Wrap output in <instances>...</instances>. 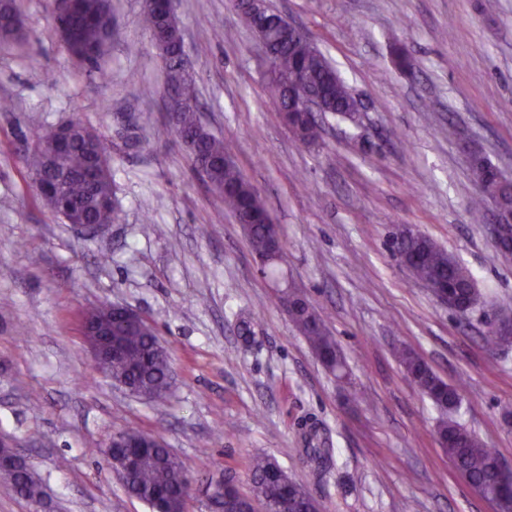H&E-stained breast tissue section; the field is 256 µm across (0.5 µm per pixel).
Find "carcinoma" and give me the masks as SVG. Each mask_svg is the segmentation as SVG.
Wrapping results in <instances>:
<instances>
[{"label": "carcinoma", "mask_w": 512, "mask_h": 512, "mask_svg": "<svg viewBox=\"0 0 512 512\" xmlns=\"http://www.w3.org/2000/svg\"><path fill=\"white\" fill-rule=\"evenodd\" d=\"M105 0H78L68 23L76 33L80 53L75 58L82 63L92 64L102 55L108 34L98 22ZM142 23L151 33H161L163 23L155 7L143 6ZM268 40L277 49V68L302 83L323 92V111L346 119V109L352 94L349 86L339 76L328 58L311 42L295 41L287 34L272 29ZM166 86L177 89L184 81L183 68L173 57L163 58ZM198 104L187 103L178 112V125L191 136L189 150L195 166L207 164V176L215 188L228 187L223 193L224 210L238 216L249 210L254 211L259 222L251 225L247 233L252 251L265 255L269 242L265 232L264 218L267 208L253 186L243 177L236 164L224 165L223 157L231 155L224 140L198 125ZM85 137L77 140L74 147L58 159V165L68 172L69 180L63 199L53 200L37 195L51 211L67 209L69 217L85 224H116L119 222L117 205L107 206L101 200L114 196L112 189L111 157L104 138L96 130L81 124ZM321 136L320 125L312 120L298 126L295 138L303 144H312ZM53 154L50 130L34 134V146L22 157V163L29 173L47 169L48 159ZM470 168L484 174L479 187V198L473 202L472 214L475 220L483 218V200L494 194L505 202L512 201V192L502 187L497 180V167L477 148L468 155ZM98 174L87 177L90 167ZM400 250L407 268L421 281H441L453 286L457 307L466 310L478 301L477 288L470 271L432 239L418 235L406 238ZM291 309L288 315L298 331L304 336L312 350L321 357L322 363L332 371L346 366L339 344L329 332L319 315L307 312L300 294L291 291ZM146 331L112 323V338L125 349L122 365L114 369L121 375L149 393L152 400H164L169 392L173 371L169 353L154 352L158 335L156 330L145 324ZM401 365L421 393L426 395L440 410L448 413L456 410L462 401L460 386L444 382L411 349L404 348L398 355ZM436 435L447 442L445 453L470 480L482 483L491 495L512 497V480L503 482L490 469V462L497 451L470 433L453 419L442 421ZM143 454L137 467L125 479L124 488L133 497L147 503L152 512H184L185 489L193 479L185 464L167 448H135ZM252 478V499L267 500L273 505V512H283L279 501L291 504L292 512H319L308 498L306 484L290 476L271 457L256 456L248 465ZM0 475L11 484L24 487V497L32 503H40L43 491L33 473L0 462Z\"/></svg>", "instance_id": "obj_1"}]
</instances>
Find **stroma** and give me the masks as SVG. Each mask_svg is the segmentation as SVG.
Instances as JSON below:
<instances>
[{
	"mask_svg": "<svg viewBox=\"0 0 512 512\" xmlns=\"http://www.w3.org/2000/svg\"><path fill=\"white\" fill-rule=\"evenodd\" d=\"M269 3L331 59L363 107L360 126L326 114L322 140L302 145L233 0H176V13L203 119L285 244L275 280L168 124L143 0H112V40L93 65L64 46L57 0H22L24 40L42 67L0 44V438L32 464L46 498L36 508L0 478V512H150L109 464L110 438L129 429L159 434L191 471L231 474L247 496L248 460L267 455L305 479L323 512H493L438 444L442 413L397 352L465 379L453 420L512 466V348L480 339L498 307L512 308V262L471 221L478 188L464 151L481 147L512 176V0ZM398 43L413 72L397 68ZM74 116L112 157L120 221L97 236L40 204L22 164L33 134ZM401 225L471 272L480 301L466 315L393 256ZM288 288L335 336L347 379L297 331L279 300ZM106 301L156 327L173 368L166 402L129 394L95 366L82 313ZM310 444L325 449L322 462Z\"/></svg>",
	"mask_w": 512,
	"mask_h": 512,
	"instance_id": "stroma-1",
	"label": "stroma"
}]
</instances>
